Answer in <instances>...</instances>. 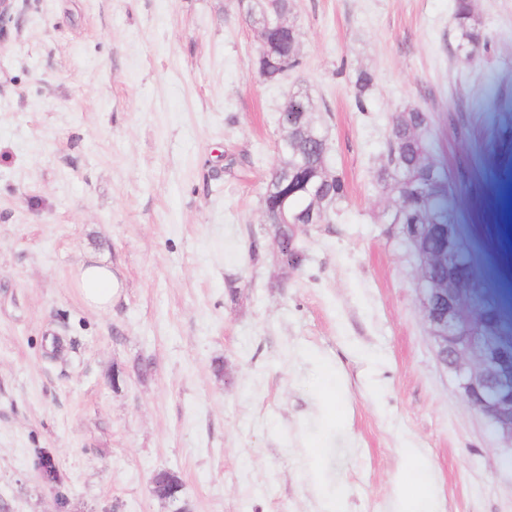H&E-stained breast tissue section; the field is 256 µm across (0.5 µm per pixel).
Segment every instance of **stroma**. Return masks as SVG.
<instances>
[{"mask_svg": "<svg viewBox=\"0 0 512 512\" xmlns=\"http://www.w3.org/2000/svg\"><path fill=\"white\" fill-rule=\"evenodd\" d=\"M455 4L294 0L301 64L266 81L238 0H16L0 42V512H56L60 492L67 512H393L410 448L440 512H512V443L440 363L373 180L392 115L425 110L512 328V0H472L473 64ZM296 92L347 192L328 223L297 225L286 275L261 198ZM88 256L119 284L109 311L75 287ZM38 448L62 489L38 478ZM161 469L179 503L151 495ZM454 19L456 51L465 62L472 64L477 59L482 31L470 0H457Z\"/></svg>", "mask_w": 512, "mask_h": 512, "instance_id": "1", "label": "stroma"}]
</instances>
